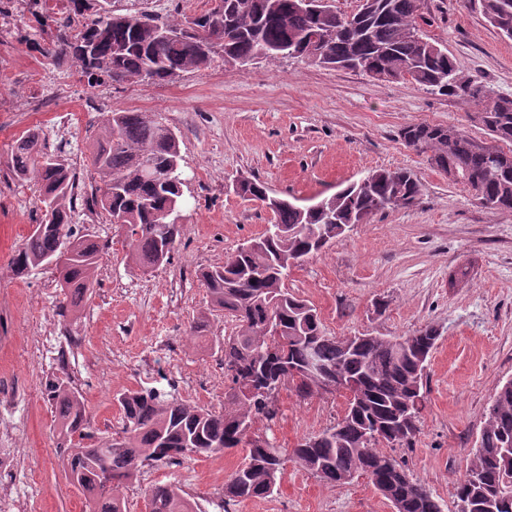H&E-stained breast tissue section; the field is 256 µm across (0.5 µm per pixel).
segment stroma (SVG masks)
<instances>
[{
	"instance_id": "stroma-1",
	"label": "stroma",
	"mask_w": 512,
	"mask_h": 512,
	"mask_svg": "<svg viewBox=\"0 0 512 512\" xmlns=\"http://www.w3.org/2000/svg\"><path fill=\"white\" fill-rule=\"evenodd\" d=\"M161 20L181 23L208 0H116ZM424 32L444 44L460 72L512 97V40L492 27L476 0H427ZM21 6L0 12V169L15 141L38 131L90 196L95 174L89 146L114 112L149 113L180 143L182 244L149 271L128 257L125 226L79 206L80 233L106 243L98 284L69 313L53 268L13 276L11 255L41 215L36 186L0 179V449L13 465L0 468V487L24 512H88L87 500L58 458L54 413L43 399L46 377L69 375L82 392L92 438L114 435L116 401L127 390L156 389L221 410L224 367L213 339L232 323L211 316L208 335L190 338L209 306L198 274L223 264L259 236L272 214L240 196L238 180L256 179L299 202L328 197L378 169L407 168L424 185L408 208L387 209L348 228L325 252L293 267L286 286L313 304L333 336H404L432 325L441 336L428 362L420 433L395 457L456 512L454 483L463 476L495 393L512 379V212L483 207L472 191L432 168L400 136L410 124L452 126L490 142L473 112L456 99L405 80L378 81L346 69L293 58L259 60L240 71L215 63L173 82L88 85L77 63L57 66L29 44ZM386 302L378 311L377 302ZM281 414L254 431L280 452L342 417L346 400L323 394L300 400L279 393ZM242 449L176 465L144 469L126 492L129 512H146L145 490L171 481L203 512H222L224 481ZM359 478L335 488L285 462L277 491L229 512H391Z\"/></svg>"
}]
</instances>
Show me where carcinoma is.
Here are the masks:
<instances>
[{"mask_svg": "<svg viewBox=\"0 0 512 512\" xmlns=\"http://www.w3.org/2000/svg\"><path fill=\"white\" fill-rule=\"evenodd\" d=\"M54 45L56 64L74 61L94 84L103 78L163 84L185 72L208 68L221 58L245 67L262 56L277 60L281 46L291 57L317 65L360 71L377 80H407L434 94L449 96L482 112L495 141L512 143V98L475 77L461 74L446 46L423 32L428 24L425 0H360L348 15L328 0H211V7L183 24L144 12L119 13L112 0H18ZM489 21L512 40V0H477ZM401 138L438 170L452 167L465 175L461 184L481 205L512 211V163L504 166L469 136L448 140V128L416 123ZM178 136L146 112H114L93 142L91 165L101 186L91 205L117 218L128 231L129 257L142 268L168 262L180 242L179 206L184 180L176 170ZM155 167L152 179L146 169ZM7 177L34 183L45 213L22 247L10 258V270L22 277L50 263L58 284L82 300L97 283L106 244L76 231V180L59 157L47 150L37 132L16 140ZM239 194L258 200L273 214L271 229L241 247L224 265L199 273L212 310L234 325L215 339L224 362L228 389L219 411L157 390L127 391L116 397L122 428L89 446V418L82 393L68 380L48 379L43 399L55 410L60 458L66 477L88 500L90 512H127L124 490L141 471L172 464L192 448L211 457L242 448L241 463L224 481L222 503L270 496L281 479L284 461L268 440L251 441L258 419L278 418V395L289 389L307 400L320 389L288 368H302L317 357L325 372L345 374L359 383L361 397L348 403L344 417L323 432L300 439L289 453L324 485L336 487L364 476L385 499L400 497L402 512H443L442 503L404 469L389 448L412 446L419 415L402 419L405 405L424 399L425 370L440 332L425 326L407 336L364 334L352 346L329 336L314 306L285 288L289 259L321 253L351 224H361L388 208L411 206L423 183L407 169L375 170L307 209L245 179ZM310 225L324 235L320 243L306 233ZM111 476L99 489L97 471ZM512 475V381L502 385L487 409L476 448L456 483V507L468 512H512V495L502 477ZM151 512H202L198 502L171 483H154L145 492Z\"/></svg>", "mask_w": 512, "mask_h": 512, "instance_id": "carcinoma-1", "label": "carcinoma"}]
</instances>
